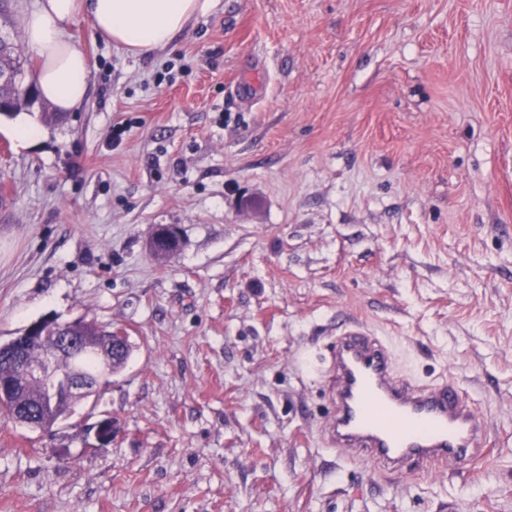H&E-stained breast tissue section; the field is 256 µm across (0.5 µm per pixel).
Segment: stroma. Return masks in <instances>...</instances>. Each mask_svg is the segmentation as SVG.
Here are the masks:
<instances>
[{
    "label": "stroma",
    "instance_id": "stroma-1",
    "mask_svg": "<svg viewBox=\"0 0 512 512\" xmlns=\"http://www.w3.org/2000/svg\"><path fill=\"white\" fill-rule=\"evenodd\" d=\"M67 35L82 106L0 115V342L83 318L132 353L49 430L0 419V512H512V0H212L143 56ZM345 314L457 381L493 455L326 447Z\"/></svg>",
    "mask_w": 512,
    "mask_h": 512
}]
</instances>
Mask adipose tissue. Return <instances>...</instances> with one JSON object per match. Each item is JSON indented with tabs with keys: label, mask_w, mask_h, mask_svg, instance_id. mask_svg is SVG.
Wrapping results in <instances>:
<instances>
[{
	"label": "adipose tissue",
	"mask_w": 512,
	"mask_h": 512,
	"mask_svg": "<svg viewBox=\"0 0 512 512\" xmlns=\"http://www.w3.org/2000/svg\"><path fill=\"white\" fill-rule=\"evenodd\" d=\"M211 0H40L24 19L28 46L40 58L34 75L40 95L57 111L71 112L86 98L90 69L66 28L87 19L92 31L136 55L166 48Z\"/></svg>",
	"instance_id": "ef3b65f1"
}]
</instances>
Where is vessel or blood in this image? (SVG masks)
<instances>
[{
	"mask_svg": "<svg viewBox=\"0 0 512 512\" xmlns=\"http://www.w3.org/2000/svg\"><path fill=\"white\" fill-rule=\"evenodd\" d=\"M329 373L335 405L323 441L349 460L393 475L436 466L459 472L488 455V421L460 385L402 375L385 341L362 322L339 326Z\"/></svg>",
	"mask_w": 512,
	"mask_h": 512,
	"instance_id": "1",
	"label": "vessel or blood"
}]
</instances>
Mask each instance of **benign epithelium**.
<instances>
[{"label": "benign epithelium", "mask_w": 512, "mask_h": 512, "mask_svg": "<svg viewBox=\"0 0 512 512\" xmlns=\"http://www.w3.org/2000/svg\"><path fill=\"white\" fill-rule=\"evenodd\" d=\"M175 228H157L149 241V248L156 251L163 247L179 245ZM70 326L68 322L42 319L30 325L21 335L0 345V361H8L16 368V379L0 377V402L15 391L18 385L32 381L45 384L43 404L55 405L64 400L76 407L95 391L101 377L89 380L74 370L73 353H86L96 349L94 341L77 336H63L61 332Z\"/></svg>", "instance_id": "7a95c632"}]
</instances>
